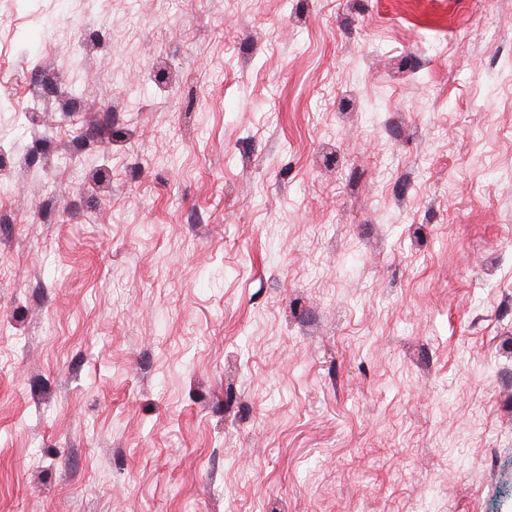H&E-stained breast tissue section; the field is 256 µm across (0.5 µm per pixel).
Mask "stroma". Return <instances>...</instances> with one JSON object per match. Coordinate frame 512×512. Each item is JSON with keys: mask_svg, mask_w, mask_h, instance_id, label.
Wrapping results in <instances>:
<instances>
[{"mask_svg": "<svg viewBox=\"0 0 512 512\" xmlns=\"http://www.w3.org/2000/svg\"><path fill=\"white\" fill-rule=\"evenodd\" d=\"M0 167V512H512V0H0Z\"/></svg>", "mask_w": 512, "mask_h": 512, "instance_id": "obj_1", "label": "stroma"}]
</instances>
